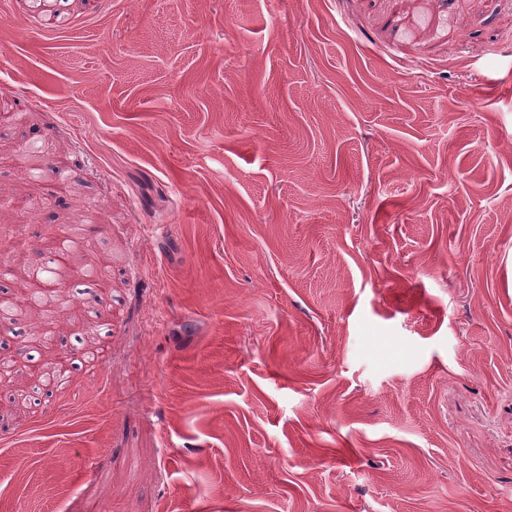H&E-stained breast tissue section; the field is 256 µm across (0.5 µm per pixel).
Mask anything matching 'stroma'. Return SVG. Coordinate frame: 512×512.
<instances>
[{"label": "stroma", "mask_w": 512, "mask_h": 512, "mask_svg": "<svg viewBox=\"0 0 512 512\" xmlns=\"http://www.w3.org/2000/svg\"><path fill=\"white\" fill-rule=\"evenodd\" d=\"M82 211L0 512H512V0H0V264Z\"/></svg>", "instance_id": "stroma-1"}]
</instances>
